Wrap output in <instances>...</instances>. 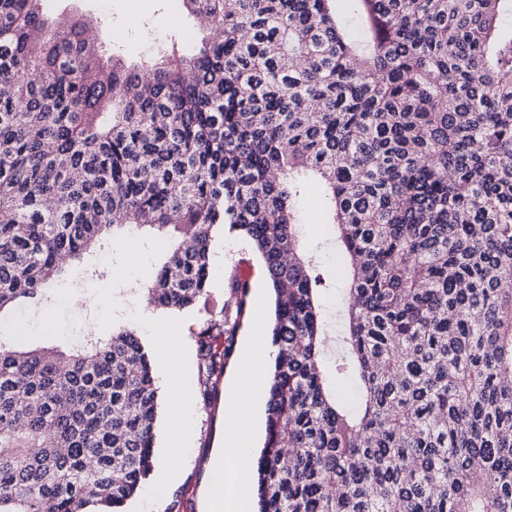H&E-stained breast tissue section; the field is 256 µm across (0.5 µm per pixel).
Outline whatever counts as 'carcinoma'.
Here are the masks:
<instances>
[{
  "label": "carcinoma",
  "mask_w": 512,
  "mask_h": 512,
  "mask_svg": "<svg viewBox=\"0 0 512 512\" xmlns=\"http://www.w3.org/2000/svg\"><path fill=\"white\" fill-rule=\"evenodd\" d=\"M183 3L200 47L125 64L0 0V313L118 226L173 241L147 306L211 311L213 238L238 232L279 347L258 512H512V0ZM311 189L348 261L336 337L297 241ZM234 332L198 333L206 380ZM157 409L133 327L0 341V512L120 507Z\"/></svg>",
  "instance_id": "carcinoma-1"
}]
</instances>
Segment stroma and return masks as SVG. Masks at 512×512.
<instances>
[{
    "mask_svg": "<svg viewBox=\"0 0 512 512\" xmlns=\"http://www.w3.org/2000/svg\"><path fill=\"white\" fill-rule=\"evenodd\" d=\"M44 11L53 17H81L103 22L100 51L131 62L139 60L157 35L169 36L186 50H194L203 33L193 15L187 12L182 0H109L106 10H99L97 0H44ZM301 226L299 239L304 251L315 255L327 275L322 292V303L329 321L331 334H339L342 323L336 314L342 304L345 283L337 279L340 253L327 220L328 213L317 193H309L300 202ZM137 246L143 256L142 264L130 274L129 280L93 279L91 267L110 272L126 267L129 248ZM215 255L224 263L213 274L209 290L214 299L224 304V314L236 322L232 338L235 348L228 358L223 373L210 387H203L198 356L197 335L208 315L200 308L166 312L147 307L144 290L163 261L164 241L156 230L146 229L137 237H129L125 229H115L104 251L86 254L80 262L69 267L66 276L50 283L40 307L20 315L16 324L0 326V337L10 338L14 333L26 336L29 343L51 344L54 337L77 338L82 335L88 316L73 310L69 299L73 294L95 290L111 296L112 305L103 306L97 315L106 329L129 324L140 327L153 321L176 325V334L190 354L189 369L175 368V384H188L195 407L190 440L184 450L187 457L181 472L167 489L158 494L153 503L154 512H207L209 476L205 464L219 448L227 427L224 400L230 377L235 373L239 355L236 351L244 337L257 335L255 322L260 315L257 294H264L266 302H273L263 264L244 236L235 233L217 235L213 244ZM248 282L250 299L245 309H238L237 299L230 284L233 280Z\"/></svg>",
    "mask_w": 512,
    "mask_h": 512,
    "instance_id": "obj_1",
    "label": "stroma"
}]
</instances>
